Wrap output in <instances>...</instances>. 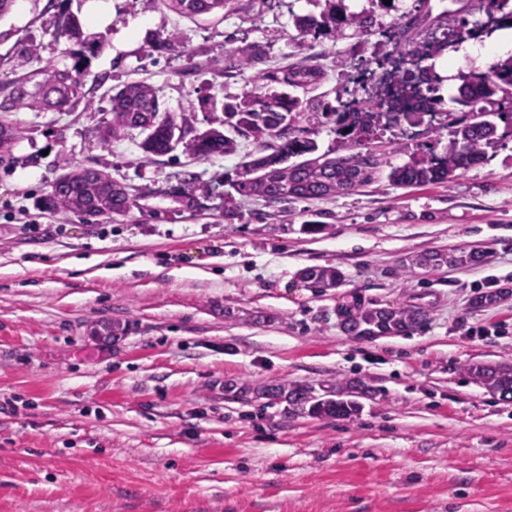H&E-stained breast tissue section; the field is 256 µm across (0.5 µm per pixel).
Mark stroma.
<instances>
[{"mask_svg": "<svg viewBox=\"0 0 512 512\" xmlns=\"http://www.w3.org/2000/svg\"><path fill=\"white\" fill-rule=\"evenodd\" d=\"M84 2L23 0L0 19V83L22 49L31 68L71 66L56 15L82 21L93 47L64 107L0 112L19 131L0 160V512H512V400L470 372L512 366L511 139L449 183L397 188L390 165L434 136L379 134L368 148L385 165L367 185L270 206L233 188L253 141L149 160L141 131L97 138L132 80L196 133L223 129L253 74L305 58L325 73L316 96L335 102L379 26L417 40L444 5L475 21L471 0H344L372 15L368 31L305 36L295 17L327 0H237L220 23L112 0L103 30ZM254 45L240 73L228 50ZM78 164L134 205L109 219L50 206ZM182 179L190 190L169 195ZM460 248L483 261L414 262ZM313 266L337 269L339 287H308ZM355 302L428 317L356 338L338 315ZM297 391L360 408L318 415Z\"/></svg>", "mask_w": 512, "mask_h": 512, "instance_id": "35a3bbf8", "label": "stroma"}]
</instances>
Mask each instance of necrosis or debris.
<instances>
[{
  "label": "necrosis or debris",
  "mask_w": 512,
  "mask_h": 512,
  "mask_svg": "<svg viewBox=\"0 0 512 512\" xmlns=\"http://www.w3.org/2000/svg\"><path fill=\"white\" fill-rule=\"evenodd\" d=\"M501 18V13L495 12L484 15L476 24L462 27L440 25L419 47L409 49L404 58L387 56L382 65L357 71L355 90L348 94L342 107V126L348 129L359 123L366 113L364 102L368 99L382 104L381 125L403 139L418 130L417 125L409 120V113H421L424 121L436 126L445 124L447 104L432 92L430 83L425 79L426 74L430 73L434 59L456 52L460 43L481 41L489 29L499 26ZM406 71L414 75L408 84L401 81V75Z\"/></svg>",
  "instance_id": "necrosis-or-debris-1"
}]
</instances>
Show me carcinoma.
<instances>
[{
    "instance_id": "1",
    "label": "carcinoma",
    "mask_w": 512,
    "mask_h": 512,
    "mask_svg": "<svg viewBox=\"0 0 512 512\" xmlns=\"http://www.w3.org/2000/svg\"><path fill=\"white\" fill-rule=\"evenodd\" d=\"M188 16L213 14L224 16V8L232 0H160ZM485 10L505 14L512 26L509 0H479ZM364 28L369 18L351 12L336 14V9L317 21L298 16L295 25L303 33L311 28H330L342 25ZM237 58V67L244 71L255 61L256 47L230 50ZM89 71L77 59L63 69L49 63L19 76L0 87V112L17 109L47 111L60 108L76 95ZM322 73L314 65L297 64L271 73L259 74L251 90L242 97L224 104V131L210 129L189 136L185 118L161 111L157 90L145 83L131 82L112 96V121L99 132L100 144L109 146L132 129L146 132L141 143L149 156H161L182 146L198 158L226 154L236 147V139H251L258 146V156L244 164L247 178L235 184L236 191L247 197L277 204L297 199H323L342 195L368 183L379 165L371 153L348 157L315 156L316 142L310 138L311 128L336 116V107L303 97L321 81ZM458 95L451 101L464 107V116L448 117V145L442 153L425 148L410 161L393 166L388 174L392 185L401 188L440 185L480 164L486 149L497 140L496 120L498 101H512V56L492 64L484 72L461 76ZM306 157L292 167L281 163L290 157ZM50 205L80 215L110 218L122 215L134 204L128 188L113 181L103 172L90 167H77L53 183ZM480 252L461 250L452 254L432 251L418 257L421 266L439 267L444 263L463 266L475 264ZM302 279L314 288H334L340 281L338 271L310 267ZM344 326L354 336H373L401 332L423 319L415 310L367 309L344 307ZM471 374L486 388L512 399V369L476 366ZM357 402L349 400L317 401L311 406L315 414L347 416L357 410Z\"/></svg>"
}]
</instances>
